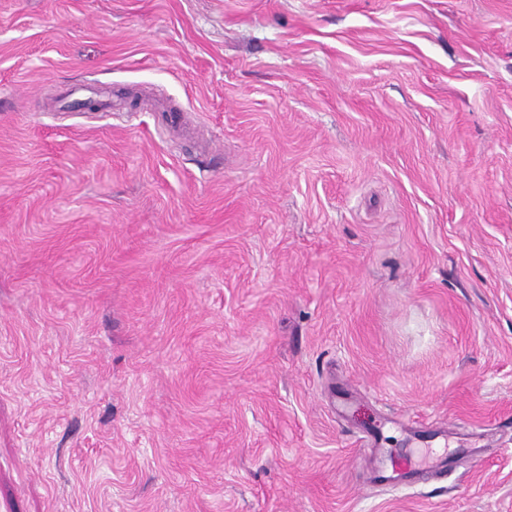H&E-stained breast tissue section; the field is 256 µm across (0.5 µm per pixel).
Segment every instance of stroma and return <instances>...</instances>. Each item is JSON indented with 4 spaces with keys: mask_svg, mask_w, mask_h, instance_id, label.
<instances>
[{
    "mask_svg": "<svg viewBox=\"0 0 512 512\" xmlns=\"http://www.w3.org/2000/svg\"><path fill=\"white\" fill-rule=\"evenodd\" d=\"M0 512H512V0H0Z\"/></svg>",
    "mask_w": 512,
    "mask_h": 512,
    "instance_id": "obj_1",
    "label": "stroma"
}]
</instances>
